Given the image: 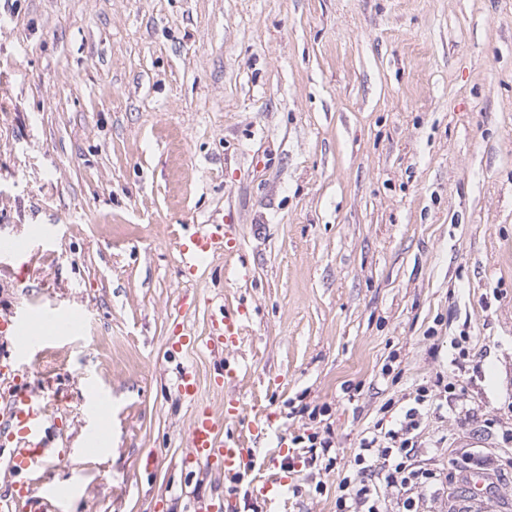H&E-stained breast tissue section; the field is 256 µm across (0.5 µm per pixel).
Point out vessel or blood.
<instances>
[{"label": "vessel or blood", "instance_id": "b4317fda", "mask_svg": "<svg viewBox=\"0 0 512 512\" xmlns=\"http://www.w3.org/2000/svg\"><path fill=\"white\" fill-rule=\"evenodd\" d=\"M227 232L223 224H205L178 243L181 266L185 273H195L204 259L223 251ZM49 237L44 224L30 225L25 237L14 247L0 253V266L12 267L34 250L42 248ZM73 319L62 317L60 312L48 311L28 315L22 312L0 314V329L9 331L14 347L19 353L15 361L13 384L6 396L0 397V441L11 443L13 451L9 468L18 480L13 488L24 498L29 512H58L60 502L45 487L26 482L27 474L41 464L44 456H59L51 438L58 430L61 418L47 411L36 393L28 389L26 375L35 363L33 346L38 333L71 330ZM240 342L239 317L236 312L225 311L213 319L206 342L214 350L237 347ZM269 422L261 416H246L240 400L224 402L221 410L208 407L197 409L186 431L187 445L194 459L214 466L228 478L253 474L259 467L261 443L266 437ZM470 497L482 504L485 512H492L489 498L491 476L483 469H471L464 475ZM286 484L281 476L260 479L252 488L253 494L265 507V512H281L286 496Z\"/></svg>", "mask_w": 512, "mask_h": 512}]
</instances>
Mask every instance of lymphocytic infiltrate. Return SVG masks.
<instances>
[{"mask_svg":"<svg viewBox=\"0 0 512 512\" xmlns=\"http://www.w3.org/2000/svg\"><path fill=\"white\" fill-rule=\"evenodd\" d=\"M435 394L419 386L414 405L399 427L376 428L362 435L353 462L338 484L336 512H388L386 492L402 500L404 512H417L412 490L433 488L438 475L415 460L422 409L433 405Z\"/></svg>","mask_w":512,"mask_h":512,"instance_id":"1","label":"lymphocytic infiltrate"}]
</instances>
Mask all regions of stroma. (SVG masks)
Here are the masks:
<instances>
[{"instance_id": "obj_1", "label": "stroma", "mask_w": 512, "mask_h": 512, "mask_svg": "<svg viewBox=\"0 0 512 512\" xmlns=\"http://www.w3.org/2000/svg\"><path fill=\"white\" fill-rule=\"evenodd\" d=\"M48 220L0 309L78 318L28 378L67 410L70 455L36 478L69 512H264L186 443L195 405L238 396L271 413L270 456L324 409L337 462L281 468L282 512H336L362 434L448 383L419 510L490 466L512 512V0H0V240ZM215 221L230 251L184 275L179 238ZM226 307L242 339L214 353Z\"/></svg>"}]
</instances>
